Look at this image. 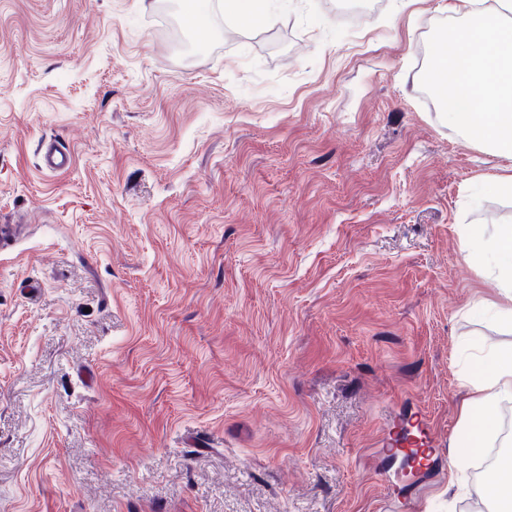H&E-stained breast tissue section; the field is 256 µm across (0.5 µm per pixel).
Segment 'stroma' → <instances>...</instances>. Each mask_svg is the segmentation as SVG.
Returning <instances> with one entry per match:
<instances>
[{"instance_id": "1", "label": "stroma", "mask_w": 512, "mask_h": 512, "mask_svg": "<svg viewBox=\"0 0 512 512\" xmlns=\"http://www.w3.org/2000/svg\"><path fill=\"white\" fill-rule=\"evenodd\" d=\"M372 2L0 0V512H488L462 350L512 331L461 244L512 160L421 87L448 0ZM415 425L419 432L417 439H411L407 433L400 436V431H394L387 444L386 450L394 452L406 448L412 455L414 462L420 469H427L431 463V457L435 452L433 447V431L434 425L431 419L426 415H419L415 421ZM411 447V448H410Z\"/></svg>"}]
</instances>
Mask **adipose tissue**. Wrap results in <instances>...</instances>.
<instances>
[{"mask_svg": "<svg viewBox=\"0 0 512 512\" xmlns=\"http://www.w3.org/2000/svg\"><path fill=\"white\" fill-rule=\"evenodd\" d=\"M462 252L464 260L480 259L496 272L500 298L488 302L487 307L501 325L512 328V225H499L489 237L480 231L472 234ZM468 370L472 394L462 406L451 468L465 472L481 448L500 442L508 453L498 461L495 482L477 484L474 490L480 498L500 502L512 512V436L502 434L498 416L500 405L512 402V345L479 346Z\"/></svg>", "mask_w": 512, "mask_h": 512, "instance_id": "ef3b65f1", "label": "adipose tissue"}]
</instances>
